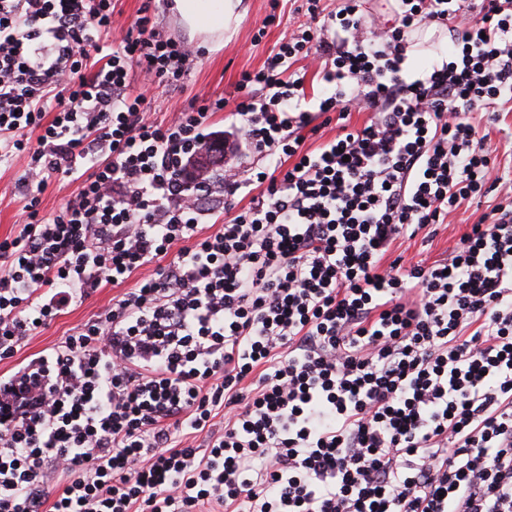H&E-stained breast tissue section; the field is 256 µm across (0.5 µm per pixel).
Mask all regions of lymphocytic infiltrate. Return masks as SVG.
<instances>
[{
	"label": "lymphocytic infiltrate",
	"mask_w": 512,
	"mask_h": 512,
	"mask_svg": "<svg viewBox=\"0 0 512 512\" xmlns=\"http://www.w3.org/2000/svg\"><path fill=\"white\" fill-rule=\"evenodd\" d=\"M320 2L235 101L166 122L132 73L175 89L195 52L154 0L127 26L114 0H0V166L25 201L0 239V361L134 283L0 375V512H512V197L446 261L394 255L504 181L474 115L512 101V0H392L389 22ZM431 26L450 47L412 66ZM227 108L257 165L190 175ZM354 110L305 149L313 116ZM55 174L78 193L43 217ZM133 285V281L128 280L114 288H102L81 307H77L59 316L49 326L29 337L24 342V347H22L15 357L2 362L0 361V374L10 370L26 357L51 351V349L56 347L74 328L93 318L100 308L106 305L113 296L122 295L129 288L133 287Z\"/></svg>",
	"instance_id": "1"
}]
</instances>
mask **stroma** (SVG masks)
Listing matches in <instances>:
<instances>
[{
	"label": "stroma",
	"instance_id": "1",
	"mask_svg": "<svg viewBox=\"0 0 512 512\" xmlns=\"http://www.w3.org/2000/svg\"><path fill=\"white\" fill-rule=\"evenodd\" d=\"M301 5L302 0H282L279 22L269 25L265 19L270 12V0H240L237 7L240 22L234 33L221 45L210 44L201 48L200 56L194 60L181 88L157 85L147 74L136 73V83L149 88L150 111L155 112L158 119L167 121L173 119L183 102L194 96L221 93L225 97H233L241 72L260 68L284 34L295 32L306 23ZM19 175L20 171L15 167L0 169V238L12 234L23 218ZM509 191H512V185L505 183L483 198L481 203H463L449 214L446 224L439 226L432 241L412 245L404 251L405 264H413L423 256L433 261L447 258L449 248L465 232L467 224L474 222L476 207L495 205ZM124 291L121 285L101 289L81 307L59 316L49 326L29 337L17 359L51 351L74 328L93 318L112 297L122 295Z\"/></svg>",
	"mask_w": 512,
	"mask_h": 512
}]
</instances>
